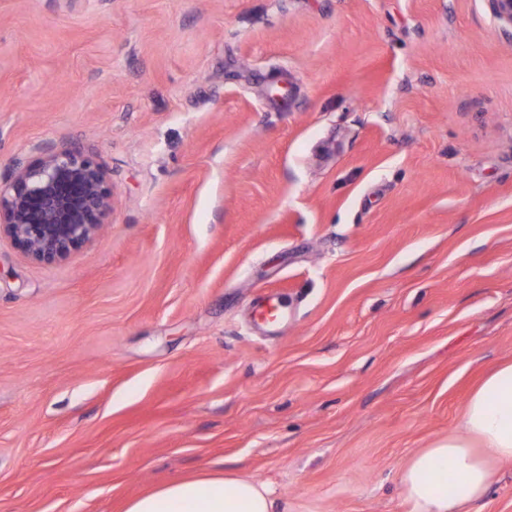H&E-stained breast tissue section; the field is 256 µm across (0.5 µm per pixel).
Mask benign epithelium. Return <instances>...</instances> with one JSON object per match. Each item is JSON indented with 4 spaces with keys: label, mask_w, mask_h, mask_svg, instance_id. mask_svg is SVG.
Segmentation results:
<instances>
[{
    "label": "benign epithelium",
    "mask_w": 512,
    "mask_h": 512,
    "mask_svg": "<svg viewBox=\"0 0 512 512\" xmlns=\"http://www.w3.org/2000/svg\"><path fill=\"white\" fill-rule=\"evenodd\" d=\"M512 36V0H486ZM112 183L91 156L74 148L47 149L0 181V237L43 264L67 260L98 235L111 210Z\"/></svg>",
    "instance_id": "7a95c632"
}]
</instances>
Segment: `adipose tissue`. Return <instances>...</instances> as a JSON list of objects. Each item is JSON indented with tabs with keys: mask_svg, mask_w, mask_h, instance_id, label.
Instances as JSON below:
<instances>
[{
	"mask_svg": "<svg viewBox=\"0 0 512 512\" xmlns=\"http://www.w3.org/2000/svg\"><path fill=\"white\" fill-rule=\"evenodd\" d=\"M512 463V360L486 374L459 421L401 468L398 483L410 512H468ZM126 512H287L271 488L227 473L172 479L131 501Z\"/></svg>",
	"mask_w": 512,
	"mask_h": 512,
	"instance_id": "obj_1",
	"label": "adipose tissue"
}]
</instances>
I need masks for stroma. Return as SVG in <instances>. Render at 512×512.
<instances>
[{
	"instance_id": "obj_1",
	"label": "stroma",
	"mask_w": 512,
	"mask_h": 512,
	"mask_svg": "<svg viewBox=\"0 0 512 512\" xmlns=\"http://www.w3.org/2000/svg\"><path fill=\"white\" fill-rule=\"evenodd\" d=\"M51 147L112 207L62 263L0 239V512L215 470L288 512H408L402 466L512 360L486 0H0V180Z\"/></svg>"
}]
</instances>
